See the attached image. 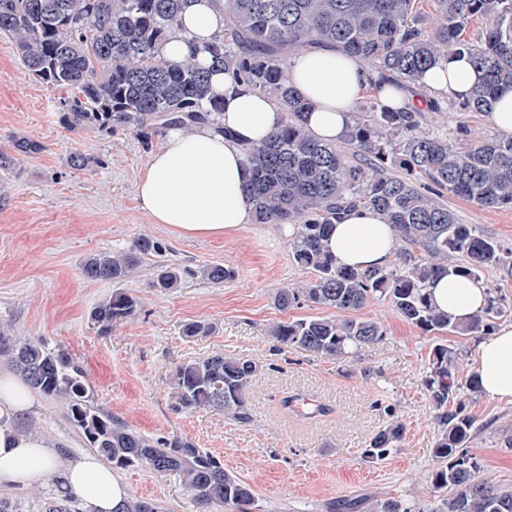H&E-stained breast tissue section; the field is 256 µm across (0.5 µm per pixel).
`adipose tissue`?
I'll use <instances>...</instances> for the list:
<instances>
[{
    "label": "adipose tissue",
    "mask_w": 512,
    "mask_h": 512,
    "mask_svg": "<svg viewBox=\"0 0 512 512\" xmlns=\"http://www.w3.org/2000/svg\"><path fill=\"white\" fill-rule=\"evenodd\" d=\"M223 29L224 15L210 0H189L164 53L172 60L193 54L207 61L206 47ZM371 76L356 57L319 45L300 50L288 66L289 82L309 105L307 127L332 143L341 142L351 128L354 104ZM480 78L469 55L452 54L419 74L413 88L440 103L458 102ZM212 86L224 97L220 121L229 136L218 135L209 125L170 131L136 186L141 208L155 223L189 238L221 237L250 223L252 206L245 186L251 173L244 149L264 140L284 117L274 100L233 88L224 73L213 75ZM328 246L339 265L354 269L381 268L393 256L389 225L380 212L367 208L337 223ZM430 292L442 311L458 319L479 314L487 303L481 283L454 273L433 282ZM477 371L485 396L512 403V325L480 343ZM55 473L63 488L78 494L85 512H116L126 497L118 477L96 454L81 456L60 472L44 439L0 426V485H40Z\"/></svg>",
    "instance_id": "1"
}]
</instances>
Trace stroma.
Here are the masks:
<instances>
[{"label": "stroma", "mask_w": 512, "mask_h": 512, "mask_svg": "<svg viewBox=\"0 0 512 512\" xmlns=\"http://www.w3.org/2000/svg\"><path fill=\"white\" fill-rule=\"evenodd\" d=\"M59 98L57 89L24 76L12 42L0 35V148L15 135L44 147L21 158L0 189V325L65 349L84 367L95 405L131 429L151 439L180 436L217 456L252 486L255 512H329L332 503L358 496L414 502L425 512L433 506L428 477L441 428L424 384L429 352L437 344L457 349L462 382L475 369L480 335L429 334L375 300L359 316L380 321L386 334L359 344L354 358H316L281 345L269 334L272 323L329 314L308 305L275 307L276 288L311 277L293 261L287 237L251 223L221 239L186 238L155 223L140 207L136 185L163 134L69 128ZM422 126L451 138L461 127L474 138L496 135L486 113L454 102L443 112L423 111ZM74 151L90 154L94 164L70 168ZM440 201L460 223L478 225L512 249V209L482 208L448 192ZM144 233L163 250L142 256L122 284L83 276L89 255L126 250ZM162 262L191 275L169 292L150 288ZM214 263L233 269L234 278L221 285L202 279L199 268ZM118 288L139 298L140 307L133 319L100 333L89 314ZM192 321L209 324V333L186 338L182 329ZM214 354L260 365L250 423L180 408L170 385L175 365ZM294 394L333 412L314 419L284 413L281 399ZM465 412L474 420L469 451L489 480L512 486V450L501 446L512 435V403L477 392L466 396ZM394 416L404 425L402 439L384 460L364 461L363 448ZM9 423L47 439L58 465L87 451L61 401L36 396L33 409ZM118 476L128 496L157 502L164 512H200L178 474L136 467Z\"/></svg>", "instance_id": "stroma-1"}]
</instances>
